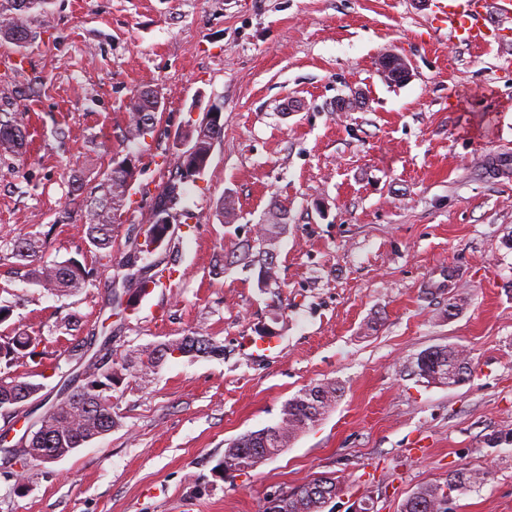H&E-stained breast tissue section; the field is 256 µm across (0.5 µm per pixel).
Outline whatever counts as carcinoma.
Wrapping results in <instances>:
<instances>
[{"mask_svg": "<svg viewBox=\"0 0 512 512\" xmlns=\"http://www.w3.org/2000/svg\"><path fill=\"white\" fill-rule=\"evenodd\" d=\"M49 0H0V38L22 45L28 39L24 16L36 10L47 12ZM157 100L153 91L142 88L129 102L127 137L136 142L145 138L156 122ZM224 124L202 122L186 131L185 139L191 144L193 161L206 166L215 141L222 138ZM24 146V131L17 117L0 119V154H17ZM132 172L124 167L114 166L106 170L94 192L85 198L84 235L88 248L98 259L112 263L115 247V219L122 211L131 188ZM190 180L184 167H179L175 178L162 188L152 208L150 222L143 231L144 242L136 243L134 257H125L122 266L134 267L132 259H147L152 251L146 249L148 241L157 243L162 260L144 265L125 278L134 283V288L121 293H110L109 304L112 314L121 316L133 311L143 295L154 282L152 271L160 268L158 274L173 273L169 267L174 261L177 236L167 231L169 224L176 221L175 206L183 195L182 184ZM282 225L261 224L255 238L242 246L236 255L244 267L258 268L268 275L269 281H258L262 288L278 284V271L273 266V253L277 251ZM43 240L37 235L0 243V253L16 259L17 265L26 272V277L41 290L55 296H73L94 285L98 272L75 257L62 261L42 260ZM44 341L40 332L14 327L0 336V416L11 417L12 410L38 395L44 388L40 382L26 380L10 372L18 364L33 363L40 366L45 351L39 350ZM112 337H88L74 344L79 347L98 346L95 362L88 366L89 375L83 383L71 390L62 401L47 410V417L28 442L31 448H48L52 451L72 453L92 439L107 434L120 421L112 416L113 392L124 379L132 378L145 382L151 373L165 360L179 352L181 357H215L224 355V345L212 336L195 333L177 339L160 341L156 344L130 351L119 360L112 358ZM460 366L470 369V362L464 350L456 346L437 347L427 351L423 363L416 368L427 373V381L445 380L448 368ZM341 388L334 381L317 383L302 388L281 407L280 418L272 426L244 434L227 443L224 457L213 468L215 476L233 478L236 473L252 469L260 463L278 455L301 433L315 426L332 410ZM487 479V473L468 470L448 476L445 485L425 484L418 487L402 503L400 512H433L444 498L442 487L448 492L480 485ZM343 480L335 475H321L304 481L294 490L285 493L280 512H325L326 500L335 498L342 491Z\"/></svg>", "mask_w": 512, "mask_h": 512, "instance_id": "1", "label": "carcinoma"}]
</instances>
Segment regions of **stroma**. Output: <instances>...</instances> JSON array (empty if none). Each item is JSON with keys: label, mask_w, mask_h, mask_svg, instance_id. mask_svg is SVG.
<instances>
[{"label": "stroma", "mask_w": 512, "mask_h": 512, "mask_svg": "<svg viewBox=\"0 0 512 512\" xmlns=\"http://www.w3.org/2000/svg\"><path fill=\"white\" fill-rule=\"evenodd\" d=\"M0 41V115H22L29 144L0 155V239L45 236L43 258L99 270L70 298L40 291L0 261L12 324L46 336V395L75 367L81 336L106 325L113 267L80 224H56L73 178L134 173L117 221L129 250L174 177L182 134L211 108L224 138L178 206V265L129 313L115 356L196 332L223 358L169 359L126 382L121 424L72 454L0 476V512H264L307 478L345 479L332 512L366 500L400 512L419 486L469 468L483 484L450 512H512V37L474 47L437 29L432 0H51ZM410 67L390 81L378 61ZM148 87L160 109L140 143L128 103ZM364 101L339 111L342 100ZM234 209L222 213L225 199ZM280 224V285L259 287L231 255L257 225ZM457 310H449V302ZM276 326L264 358L240 342ZM466 350L472 373L443 387L415 375L438 346ZM342 395L280 455L230 479L214 466L230 440L277 422L307 385Z\"/></svg>", "instance_id": "35a3bbf8"}]
</instances>
